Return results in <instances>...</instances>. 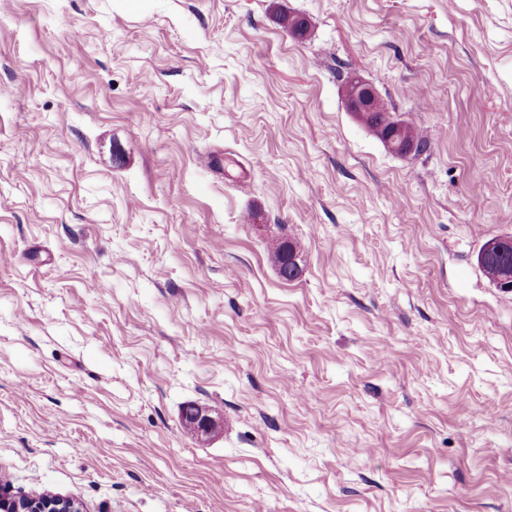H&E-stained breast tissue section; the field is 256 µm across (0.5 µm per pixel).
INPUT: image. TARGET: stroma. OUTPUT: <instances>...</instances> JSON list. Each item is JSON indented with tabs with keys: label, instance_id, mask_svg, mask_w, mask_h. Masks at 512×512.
<instances>
[{
	"label": "stroma",
	"instance_id": "35a3bbf8",
	"mask_svg": "<svg viewBox=\"0 0 512 512\" xmlns=\"http://www.w3.org/2000/svg\"><path fill=\"white\" fill-rule=\"evenodd\" d=\"M495 236L512 0H0V475L84 512H512ZM344 98L348 110L359 120H361L366 114L389 112L386 114V119L392 126L385 131L383 136L384 142L376 134L375 135L391 150L403 155L414 152V145L404 143L403 140L398 143L399 137L402 138L399 128L404 124L405 138L416 143L415 153H420L425 150L427 142L419 130L407 121H404L403 123L400 118L390 113V111H384L381 108L382 97L372 85L366 83L357 76H349L344 84ZM497 239L495 244L490 241ZM477 264L482 273L490 282L496 284L497 277L506 269L512 273V239L508 237L491 238L479 249Z\"/></svg>",
	"mask_w": 512,
	"mask_h": 512
}]
</instances>
